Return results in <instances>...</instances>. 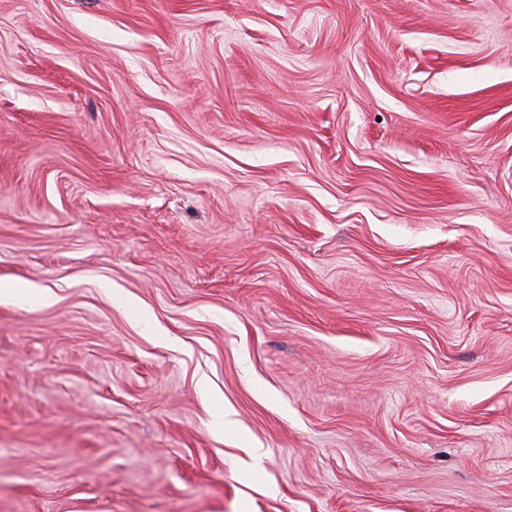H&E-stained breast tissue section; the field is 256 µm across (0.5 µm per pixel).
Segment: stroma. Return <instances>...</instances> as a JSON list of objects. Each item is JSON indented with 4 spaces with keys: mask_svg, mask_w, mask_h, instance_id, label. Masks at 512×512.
Instances as JSON below:
<instances>
[{
    "mask_svg": "<svg viewBox=\"0 0 512 512\" xmlns=\"http://www.w3.org/2000/svg\"><path fill=\"white\" fill-rule=\"evenodd\" d=\"M1 282L0 512H512V0H0Z\"/></svg>",
    "mask_w": 512,
    "mask_h": 512,
    "instance_id": "35a3bbf8",
    "label": "stroma"
}]
</instances>
